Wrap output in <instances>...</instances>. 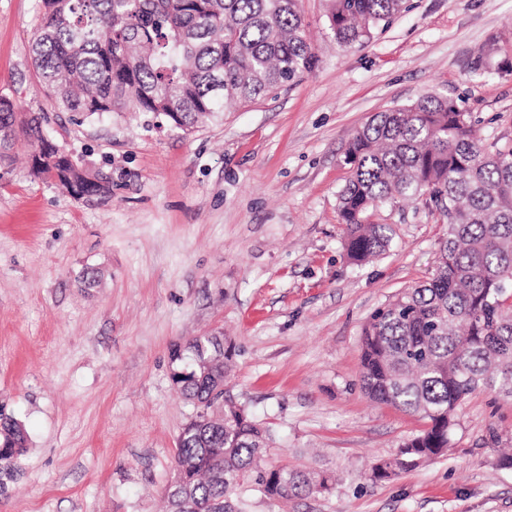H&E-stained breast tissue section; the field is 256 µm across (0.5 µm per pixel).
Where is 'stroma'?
Returning <instances> with one entry per match:
<instances>
[{
    "instance_id": "stroma-1",
    "label": "stroma",
    "mask_w": 512,
    "mask_h": 512,
    "mask_svg": "<svg viewBox=\"0 0 512 512\" xmlns=\"http://www.w3.org/2000/svg\"><path fill=\"white\" fill-rule=\"evenodd\" d=\"M319 55L276 96L190 135L143 115L71 121L30 58L37 0H0V95L43 111L61 145L112 172V194L77 200L29 171L0 169V403L23 423L22 470L0 512H164L176 437L194 413L170 354L194 336L233 344L224 390L272 435L266 462L336 472L325 494L280 504L245 491L248 512H512V398L457 410L447 455L386 481L424 420L371 401L359 382L368 316L427 279L446 226L433 206L387 204L388 251L352 263L338 193L350 135L426 96L470 112L483 145L512 144V0H409L360 47L334 43L327 0H301ZM494 64L478 76L479 59ZM102 273L98 285L82 280Z\"/></svg>"
}]
</instances>
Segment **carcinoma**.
<instances>
[{
	"label": "carcinoma",
	"instance_id": "obj_1",
	"mask_svg": "<svg viewBox=\"0 0 512 512\" xmlns=\"http://www.w3.org/2000/svg\"><path fill=\"white\" fill-rule=\"evenodd\" d=\"M34 72L76 124L141 112L147 128L188 135L233 104L265 98L318 61L298 0H37ZM407 0H328L341 46L361 45ZM35 147L31 172L76 199L112 195V175L74 161L42 112L0 95V167ZM338 215L355 262L384 254L389 224L369 212L394 199L431 203L448 222L432 276L374 311L360 338L372 399L425 421L372 468L389 479L447 453L457 409L477 391L512 397V145L487 150L467 112L435 96L381 112L349 139ZM232 353L194 336L171 355V380L196 407L176 441L168 512H243L252 487L272 501L328 492L335 475L265 463L269 432L224 397ZM27 449L24 425L0 407V495Z\"/></svg>",
	"mask_w": 512,
	"mask_h": 512
}]
</instances>
